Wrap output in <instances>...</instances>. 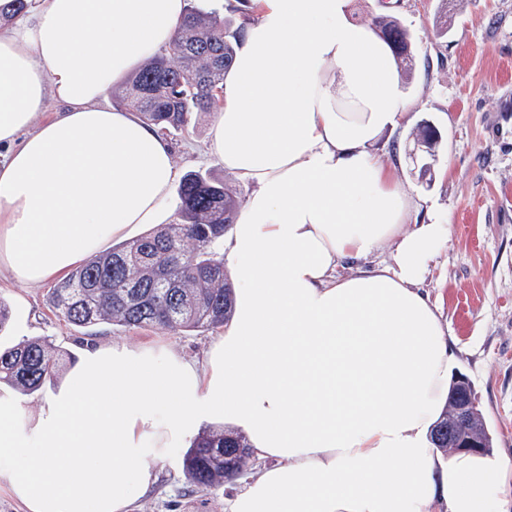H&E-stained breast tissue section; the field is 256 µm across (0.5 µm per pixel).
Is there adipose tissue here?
I'll return each mask as SVG.
<instances>
[{"label": "adipose tissue", "mask_w": 512, "mask_h": 512, "mask_svg": "<svg viewBox=\"0 0 512 512\" xmlns=\"http://www.w3.org/2000/svg\"><path fill=\"white\" fill-rule=\"evenodd\" d=\"M28 2L26 19L0 16V271L38 285L166 223L169 142L101 99L189 4ZM252 7L208 138L252 186L224 238L223 336L198 362L92 346L35 409L0 397V486L26 512H130L208 419L267 461L228 512H502L506 465L429 437L455 353L420 283L449 227L418 218L374 151L407 105L392 52L351 0ZM388 243L390 262L360 269Z\"/></svg>", "instance_id": "adipose-tissue-1"}]
</instances>
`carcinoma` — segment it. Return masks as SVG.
Returning <instances> with one entry per match:
<instances>
[{"label": "carcinoma", "instance_id": "cac0c4a2", "mask_svg": "<svg viewBox=\"0 0 512 512\" xmlns=\"http://www.w3.org/2000/svg\"><path fill=\"white\" fill-rule=\"evenodd\" d=\"M373 24L390 44L398 67L410 70L406 30L389 16H377ZM241 30L214 12H188L165 53L135 73L117 104L149 124L174 130L184 129L194 112L216 110ZM178 196L180 223L89 258L50 289L51 305L67 322L77 327H153L172 335L199 328L214 331L229 322L234 290L219 242L235 223L240 200L224 182L200 172L182 178ZM54 375L46 341L0 345V387L30 395ZM460 402L468 404V413L450 437L448 422ZM461 437L479 443L486 454L494 448V435L465 377L451 383L432 433L435 446L443 450ZM251 448L242 431L204 428L186 451L185 475L198 489L222 486L248 466Z\"/></svg>", "mask_w": 512, "mask_h": 512}]
</instances>
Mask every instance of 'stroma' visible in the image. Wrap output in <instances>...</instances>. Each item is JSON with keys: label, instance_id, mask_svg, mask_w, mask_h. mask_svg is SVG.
Returning <instances> with one entry per match:
<instances>
[{"label": "stroma", "instance_id": "obj_1", "mask_svg": "<svg viewBox=\"0 0 512 512\" xmlns=\"http://www.w3.org/2000/svg\"><path fill=\"white\" fill-rule=\"evenodd\" d=\"M448 15V31L436 19ZM390 14L410 35L413 69L404 75L406 115L377 148L383 161L420 198L424 210L448 225L446 246L422 286L436 303L452 339L454 374L472 383L495 438L493 455L512 466V0H352V17L371 22ZM213 113L196 112L187 130L167 134L180 174L201 172L225 181L239 198L250 184L206 155ZM435 128L439 140L426 164L413 163L417 132ZM48 286L0 277V301L10 321L0 339L40 338L54 348L67 374L89 342L172 348L199 359L209 331L173 336L155 329L65 322L48 304ZM186 444L166 449L158 482L135 512H225L228 488L201 491L183 471Z\"/></svg>", "mask_w": 512, "mask_h": 512}]
</instances>
